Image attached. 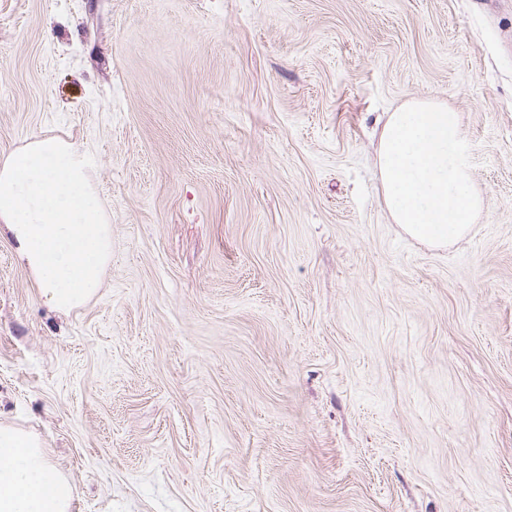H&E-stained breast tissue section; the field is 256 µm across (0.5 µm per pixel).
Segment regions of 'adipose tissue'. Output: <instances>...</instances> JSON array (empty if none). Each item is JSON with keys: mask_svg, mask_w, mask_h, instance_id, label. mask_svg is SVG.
Here are the masks:
<instances>
[{"mask_svg": "<svg viewBox=\"0 0 512 512\" xmlns=\"http://www.w3.org/2000/svg\"><path fill=\"white\" fill-rule=\"evenodd\" d=\"M78 145L38 136L0 159V236L9 235L45 303L93 299L112 257V216ZM71 488L41 442L0 424V512H70Z\"/></svg>", "mask_w": 512, "mask_h": 512, "instance_id": "ef3b65f1", "label": "adipose tissue"}]
</instances>
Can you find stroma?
<instances>
[{
	"label": "stroma",
	"mask_w": 512,
	"mask_h": 512,
	"mask_svg": "<svg viewBox=\"0 0 512 512\" xmlns=\"http://www.w3.org/2000/svg\"><path fill=\"white\" fill-rule=\"evenodd\" d=\"M460 112L487 211L388 218L389 112ZM85 149L86 306L0 237V423L72 512H512V0H0V156Z\"/></svg>",
	"instance_id": "35a3bbf8"
}]
</instances>
